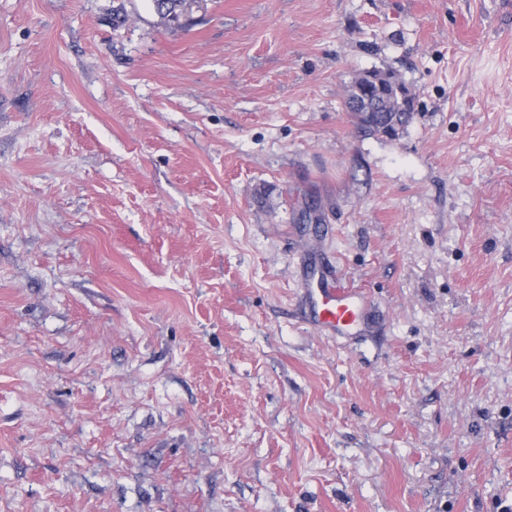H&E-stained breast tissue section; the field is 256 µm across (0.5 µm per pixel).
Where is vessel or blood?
Here are the masks:
<instances>
[{"mask_svg":"<svg viewBox=\"0 0 512 512\" xmlns=\"http://www.w3.org/2000/svg\"><path fill=\"white\" fill-rule=\"evenodd\" d=\"M310 277L309 303L319 327L339 336L369 329L372 316L361 291L344 285L326 265L311 270Z\"/></svg>","mask_w":512,"mask_h":512,"instance_id":"vessel-or-blood-1","label":"vessel or blood"}]
</instances>
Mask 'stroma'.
Wrapping results in <instances>:
<instances>
[{
  "label": "stroma",
  "mask_w": 512,
  "mask_h": 512,
  "mask_svg": "<svg viewBox=\"0 0 512 512\" xmlns=\"http://www.w3.org/2000/svg\"><path fill=\"white\" fill-rule=\"evenodd\" d=\"M191 18L0 0V512H512V0ZM415 99V93L396 71L373 70L372 77L363 73L352 81L345 106L364 132L385 137L387 128L401 119L399 113L413 106ZM367 112L377 113L368 116ZM309 273V303L319 327L337 336H358L369 329L372 316L361 291L344 285L327 265Z\"/></svg>",
  "instance_id": "stroma-1"
}]
</instances>
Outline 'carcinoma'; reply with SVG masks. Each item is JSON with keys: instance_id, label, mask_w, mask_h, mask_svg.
Wrapping results in <instances>:
<instances>
[{"instance_id": "obj_1", "label": "carcinoma", "mask_w": 512, "mask_h": 512, "mask_svg": "<svg viewBox=\"0 0 512 512\" xmlns=\"http://www.w3.org/2000/svg\"><path fill=\"white\" fill-rule=\"evenodd\" d=\"M156 14L169 24L180 23L201 0H151ZM416 96L394 70H375L357 76L348 89L345 102L359 127L372 136H383L401 119L400 113L414 105Z\"/></svg>"}]
</instances>
